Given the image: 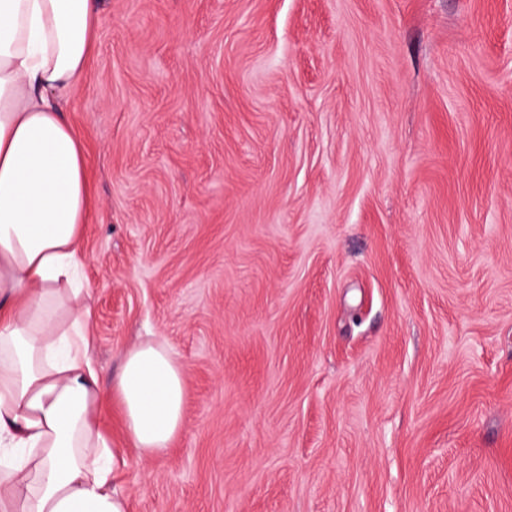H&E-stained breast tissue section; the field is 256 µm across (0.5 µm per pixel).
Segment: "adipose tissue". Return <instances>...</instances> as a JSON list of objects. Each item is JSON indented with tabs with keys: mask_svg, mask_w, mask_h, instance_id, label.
Wrapping results in <instances>:
<instances>
[{
	"mask_svg": "<svg viewBox=\"0 0 512 512\" xmlns=\"http://www.w3.org/2000/svg\"><path fill=\"white\" fill-rule=\"evenodd\" d=\"M98 22L97 0H0V512H128L80 279L87 156L60 106ZM114 393L140 456L163 454L183 426L173 354L131 347Z\"/></svg>",
	"mask_w": 512,
	"mask_h": 512,
	"instance_id": "adipose-tissue-1",
	"label": "adipose tissue"
}]
</instances>
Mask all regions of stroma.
Masks as SVG:
<instances>
[{
	"label": "stroma",
	"instance_id": "stroma-1",
	"mask_svg": "<svg viewBox=\"0 0 512 512\" xmlns=\"http://www.w3.org/2000/svg\"><path fill=\"white\" fill-rule=\"evenodd\" d=\"M62 101L129 512H512V0H98ZM128 439L141 457L163 454L183 426L184 377L162 344L139 343L124 355L114 385Z\"/></svg>",
	"mask_w": 512,
	"mask_h": 512
}]
</instances>
